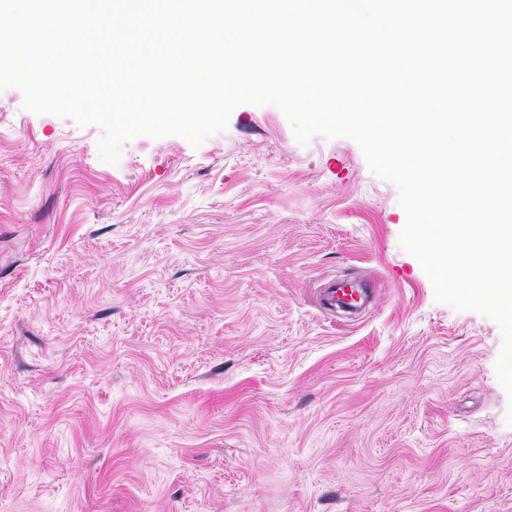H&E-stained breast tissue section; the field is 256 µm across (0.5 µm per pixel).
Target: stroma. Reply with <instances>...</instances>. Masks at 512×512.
Returning <instances> with one entry per match:
<instances>
[{
    "label": "stroma",
    "instance_id": "1",
    "mask_svg": "<svg viewBox=\"0 0 512 512\" xmlns=\"http://www.w3.org/2000/svg\"><path fill=\"white\" fill-rule=\"evenodd\" d=\"M0 91V512H512L496 322L437 302L347 137L200 147ZM374 291L356 318L322 287Z\"/></svg>",
    "mask_w": 512,
    "mask_h": 512
}]
</instances>
